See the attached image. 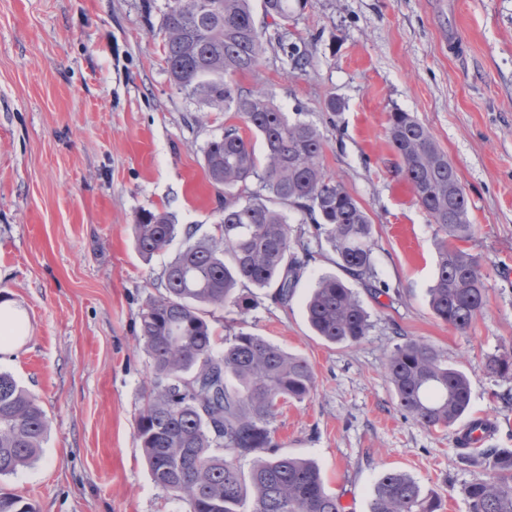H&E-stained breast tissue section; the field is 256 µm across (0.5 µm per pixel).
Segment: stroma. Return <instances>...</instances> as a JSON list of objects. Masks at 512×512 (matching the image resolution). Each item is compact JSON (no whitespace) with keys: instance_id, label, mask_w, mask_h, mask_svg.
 I'll return each instance as SVG.
<instances>
[{"instance_id":"1","label":"stroma","mask_w":512,"mask_h":512,"mask_svg":"<svg viewBox=\"0 0 512 512\" xmlns=\"http://www.w3.org/2000/svg\"><path fill=\"white\" fill-rule=\"evenodd\" d=\"M168 0H0V299L22 332L0 371L49 420L41 457L0 486L37 512H186L151 479L135 421L151 376L139 316L162 290L175 247L143 259L141 209L211 233L223 189L203 150L228 117L202 113L165 72L159 28ZM261 65L238 76L289 119L312 122L323 165L369 215L382 293L360 289L372 327L359 343L315 336L305 302L340 275L326 242L288 305L257 291L246 314L226 307L217 337L243 330L303 357L310 398L271 424L278 454L315 461L343 512H369L388 469L437 492L442 512H468L475 467L457 458L456 428L406 419L386 375L401 338L428 341L472 381L469 418L496 425L489 448H512V378L488 356L512 352V0H308L285 25L264 15ZM341 104L329 109L330 100ZM412 113L455 165L473 231L462 249L487 276L467 333L429 305L441 234L418 204L387 137Z\"/></svg>"}]
</instances>
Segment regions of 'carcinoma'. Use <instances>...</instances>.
I'll list each match as a JSON object with an SVG mask.
<instances>
[{"instance_id": "obj_1", "label": "carcinoma", "mask_w": 512, "mask_h": 512, "mask_svg": "<svg viewBox=\"0 0 512 512\" xmlns=\"http://www.w3.org/2000/svg\"><path fill=\"white\" fill-rule=\"evenodd\" d=\"M297 0H264L265 15L286 22ZM169 81L195 103L231 112L260 138L262 156L224 126L204 148L210 182L224 187L215 233L182 226L169 212L143 209L134 224L140 255L151 258L180 237L181 249L163 273L164 292L140 313L139 337L152 375L136 420V436L152 481L189 512H342L318 465L279 456L270 425L280 405L303 401L315 388L309 363L263 336L238 331L224 349L210 320L231 306L241 315L252 289L275 287L282 305L292 299L312 258L309 242L292 237L284 204L324 239L336 265L363 288L378 273L372 259L373 224L359 201L322 164L323 136L311 122L291 121L268 96L244 91L235 77L254 71L264 54L250 0H168L160 27ZM417 202L444 234L438 246L429 304L456 331L471 329L486 304L478 259L452 244L472 233L468 197L456 169L430 131L410 113H391L387 129ZM260 190L247 192L248 182ZM310 327L332 344L360 342L371 328L358 293L323 276L306 302ZM488 373L512 376V353L487 358ZM387 378L403 414L426 429H449L470 406L471 381L448 365L432 344L395 345ZM48 430L45 411L9 373H0V476L35 462ZM250 460L242 469L241 461ZM463 463L480 469L465 487L469 512H512V449L490 448ZM438 496L395 470L379 476L369 512H440ZM0 512H36L0 489Z\"/></svg>"}]
</instances>
